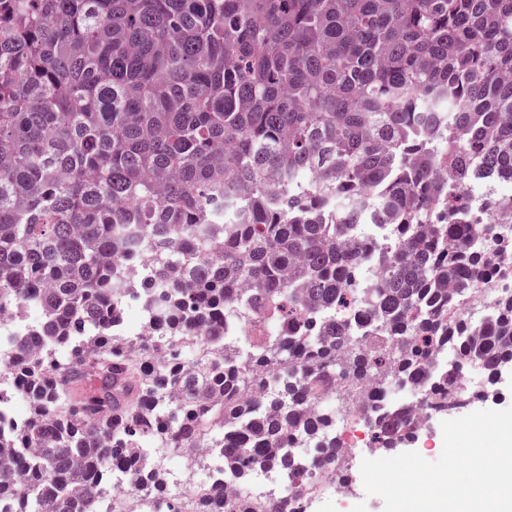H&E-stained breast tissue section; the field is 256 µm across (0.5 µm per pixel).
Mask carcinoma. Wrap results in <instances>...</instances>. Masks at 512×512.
<instances>
[{
  "instance_id": "1",
  "label": "carcinoma",
  "mask_w": 512,
  "mask_h": 512,
  "mask_svg": "<svg viewBox=\"0 0 512 512\" xmlns=\"http://www.w3.org/2000/svg\"><path fill=\"white\" fill-rule=\"evenodd\" d=\"M512 187V0H0V512L135 488L134 448H220L224 478L334 468L366 382L448 411L474 363L512 369V278L467 185ZM388 227L378 283L367 242ZM158 332L123 336L133 290ZM235 323L250 336H226ZM376 448L419 433L392 402ZM182 512L167 483L148 488Z\"/></svg>"
}]
</instances>
